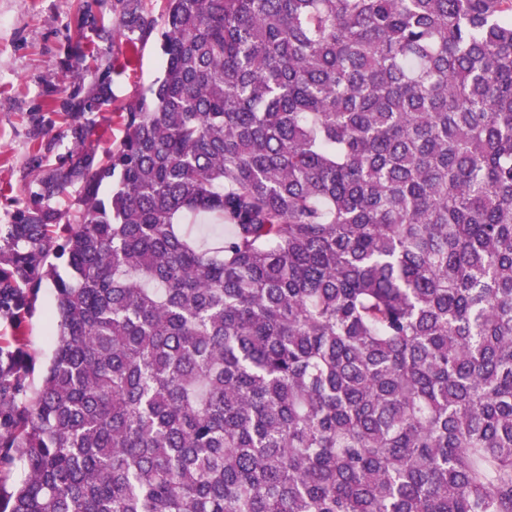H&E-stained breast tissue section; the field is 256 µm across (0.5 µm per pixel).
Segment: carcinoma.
<instances>
[{"mask_svg": "<svg viewBox=\"0 0 512 512\" xmlns=\"http://www.w3.org/2000/svg\"><path fill=\"white\" fill-rule=\"evenodd\" d=\"M79 11L164 70L0 225V512H512V0ZM54 306V289L44 286L37 293L31 312L23 319L22 332L25 336L27 366L34 370L30 376L34 386L38 385L41 369L53 350L50 329Z\"/></svg>", "mask_w": 512, "mask_h": 512, "instance_id": "cac0c4a2", "label": "carcinoma"}]
</instances>
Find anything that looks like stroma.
<instances>
[{
	"mask_svg": "<svg viewBox=\"0 0 512 512\" xmlns=\"http://www.w3.org/2000/svg\"><path fill=\"white\" fill-rule=\"evenodd\" d=\"M78 0H0V225L9 223L17 202L34 186L35 156L56 163L73 148L44 123L51 91L88 88L91 75L71 69L78 41ZM161 34L153 32L127 56L125 40L113 45L112 104L96 113L88 136L98 151L120 147L124 127L121 112L135 102L163 71ZM55 306L53 288L42 287L22 323L31 382L49 359Z\"/></svg>",
	"mask_w": 512,
	"mask_h": 512,
	"instance_id": "1",
	"label": "stroma"
}]
</instances>
